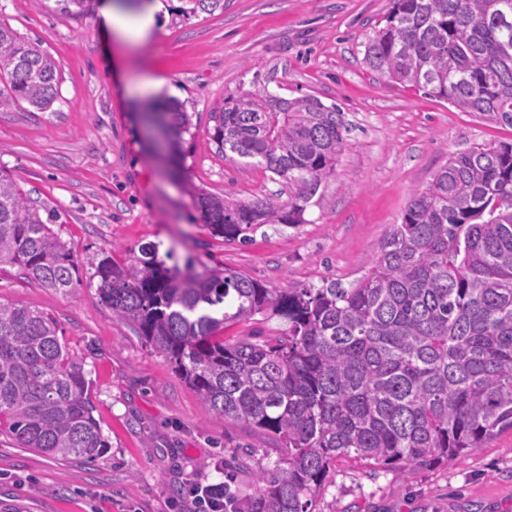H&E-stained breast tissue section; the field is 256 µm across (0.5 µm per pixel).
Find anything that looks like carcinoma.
I'll use <instances>...</instances> for the list:
<instances>
[{
	"label": "carcinoma",
	"instance_id": "cac0c4a2",
	"mask_svg": "<svg viewBox=\"0 0 512 512\" xmlns=\"http://www.w3.org/2000/svg\"><path fill=\"white\" fill-rule=\"evenodd\" d=\"M77 18L91 0H60ZM182 13L224 9L185 0ZM366 64L465 112L512 127V0H391ZM56 63L0 23V107L58 99ZM156 152L176 162L192 126L169 100L141 113ZM210 141L288 184V200L197 204L214 235L246 243L265 224H303L336 169L344 113L314 95L229 99ZM43 207L0 168V266L69 294L82 283L74 250ZM112 316L157 347L205 412L280 445L244 512H309L336 459L427 467L460 461L512 429V143L451 156L392 225L371 269L348 287L272 288L233 270L164 266L156 251L104 254L88 278ZM260 315L284 327L237 340L230 323ZM48 314L0 302V432L23 448L96 460L107 448L89 381Z\"/></svg>",
	"mask_w": 512,
	"mask_h": 512
}]
</instances>
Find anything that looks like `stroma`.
I'll return each instance as SVG.
<instances>
[{"label":"stroma","mask_w":512,"mask_h":512,"mask_svg":"<svg viewBox=\"0 0 512 512\" xmlns=\"http://www.w3.org/2000/svg\"><path fill=\"white\" fill-rule=\"evenodd\" d=\"M142 42L118 44L95 10L81 19L55 0H0V21L40 42L61 74L44 112L0 109V166L54 211L81 276L102 253L124 260L155 247L166 266L194 256L198 268L239 271L275 288L348 285L372 267L413 193L452 155L512 142V128L461 111L418 88L388 81L364 62L389 0H224L186 17L163 0ZM121 60V78L109 61ZM272 93L319 97L351 124L332 176L301 224H267L248 244H225L194 201L206 191L238 201L278 193L268 172L210 141V114L225 99ZM182 102L192 117L177 179L162 173L136 117L148 100ZM0 301L51 315L82 363L93 416L107 442L94 462L61 460L0 434V512H193L191 482L225 481L239 503L253 473L273 468L275 443L207 415L161 351L115 318L95 289L65 295L17 268L0 269ZM249 453L248 471L237 468ZM314 512H512V429L462 461L403 471L354 457L337 460Z\"/></svg>","instance_id":"obj_1"}]
</instances>
